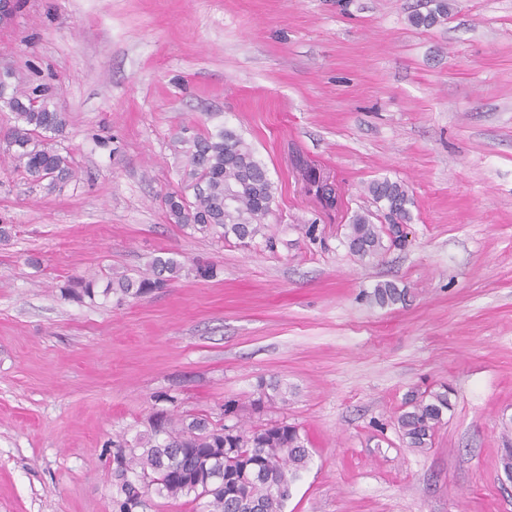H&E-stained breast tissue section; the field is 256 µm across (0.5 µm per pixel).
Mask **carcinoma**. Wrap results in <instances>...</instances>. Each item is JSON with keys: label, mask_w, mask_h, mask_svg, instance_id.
Instances as JSON below:
<instances>
[{"label": "carcinoma", "mask_w": 512, "mask_h": 512, "mask_svg": "<svg viewBox=\"0 0 512 512\" xmlns=\"http://www.w3.org/2000/svg\"><path fill=\"white\" fill-rule=\"evenodd\" d=\"M448 17V0H437L425 14L410 18L416 27H432ZM55 93L41 83L32 85L13 71L0 74V110H8L13 124L0 131L3 153L15 171L35 184L56 191L77 177L74 161L57 146L66 119L53 102ZM187 145L188 169L184 180L192 196L180 189L165 194L162 202L169 220L201 233L234 236L245 244L263 233L264 219L274 200V183L265 166L235 130L195 133L180 139ZM367 191L391 220L408 217L410 202L404 184L388 178L372 181ZM232 195L235 203L224 204ZM382 226L372 213L353 217L347 241L355 255L373 257L386 249ZM185 264L175 256H156L138 277H112L98 289L93 274L78 276L63 293L79 301L98 297L120 306L178 279ZM406 292L391 282L378 284L369 294L372 303L392 306L405 301ZM288 400V385L278 379L258 385L256 396L244 404L228 403L212 422L195 417L179 419L164 410L151 418L149 429L128 440L112 441V512H141L156 495L177 500H207L208 512H284L292 489L311 463L307 439L285 421L248 425L254 414ZM450 410L445 384L411 395L398 418L402 439L410 448L432 445Z\"/></svg>", "instance_id": "obj_1"}]
</instances>
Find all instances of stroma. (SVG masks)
I'll return each mask as SVG.
<instances>
[{
    "instance_id": "35a3bbf8",
    "label": "stroma",
    "mask_w": 512,
    "mask_h": 512,
    "mask_svg": "<svg viewBox=\"0 0 512 512\" xmlns=\"http://www.w3.org/2000/svg\"><path fill=\"white\" fill-rule=\"evenodd\" d=\"M448 2L426 29L430 0H21L0 67L54 87L79 178L49 193L0 162V512H112L113 440L274 377L312 454L285 512H512V0ZM222 126L275 186L246 245L162 204L177 134ZM385 177L406 242L363 259L348 224L389 225L367 192ZM164 252L216 274L121 306L61 293ZM385 281L405 303L367 300ZM442 384L431 448L407 447L406 396ZM448 17V1H436L434 9H430L426 14L417 13L410 18V22L415 27H432L441 20Z\"/></svg>"
}]
</instances>
